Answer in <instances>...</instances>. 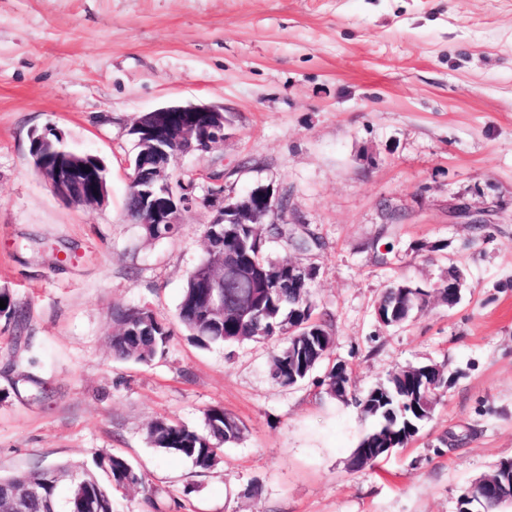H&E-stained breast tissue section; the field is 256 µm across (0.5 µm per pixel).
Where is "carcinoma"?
Returning a JSON list of instances; mask_svg holds the SVG:
<instances>
[{
	"label": "carcinoma",
	"mask_w": 512,
	"mask_h": 512,
	"mask_svg": "<svg viewBox=\"0 0 512 512\" xmlns=\"http://www.w3.org/2000/svg\"><path fill=\"white\" fill-rule=\"evenodd\" d=\"M148 240H157L176 234L179 224H141ZM207 257L189 274L177 308L179 325L191 338L206 346L210 343L235 344L244 341H279L272 353L273 378L281 386H293L306 379L300 367L288 362V348L307 343L305 359L317 366L329 358L333 346L330 321L313 318L314 306L311 288L314 280L282 283L284 262L268 256L267 245L283 240L299 251L321 247L323 243L313 234L295 235L283 224H226L224 233L208 234ZM230 258L244 273L224 276V293L239 304H250L266 314V335L259 336L254 324L233 313L220 324L206 317L207 293L204 280L215 272L221 258ZM461 273L451 268L446 281L432 290H426L406 280H399L385 289L379 300L384 310L385 325L398 326L409 321L414 312L423 310L429 297L436 296L452 308L458 303L455 293L448 286H458ZM0 299L6 307L0 308V319L16 321L21 313L12 296L0 289ZM112 322L118 330L112 333L110 345L115 357L135 363H149L165 347L173 336L169 323L157 317L147 308L116 307ZM447 371L431 380L427 389L406 390L404 383L391 375L386 383L375 387L382 397L373 400L374 409L366 406L368 395L356 399L363 417L373 421V426L362 436L358 447L384 434L396 438V447L407 445L421 425L432 417ZM242 423L220 407H212L204 413V429L196 430L168 418H158L148 427L150 444L159 451L193 461L201 470L216 466L222 457L224 446L240 440ZM110 477L104 485L87 468L72 465H56L42 470L0 477V512H60L67 501L76 504L73 512H112V491L144 485L143 477L132 463L123 456L108 455L96 460ZM473 509L476 512H500V507L512 499V488L490 501H483L479 489L472 492Z\"/></svg>",
	"instance_id": "carcinoma-1"
}]
</instances>
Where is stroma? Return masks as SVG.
<instances>
[{
  "mask_svg": "<svg viewBox=\"0 0 512 512\" xmlns=\"http://www.w3.org/2000/svg\"><path fill=\"white\" fill-rule=\"evenodd\" d=\"M223 107L227 137L179 156L196 183L181 229L145 240L125 210L142 114ZM54 129L107 167L104 205L62 201L31 164ZM287 196L322 245L271 258L312 264L315 317L331 319L326 369L277 386L276 341L198 346L182 328L147 364L113 358L112 308L174 320L205 255L210 188ZM463 199L482 230L448 221ZM432 251H425V244ZM463 274L455 307L380 326L397 278ZM0 476L126 457L144 488L113 512H456L462 490L512 459V0H0ZM447 382L415 439L376 466L348 461L370 426L354 403L397 368ZM218 406L243 423L207 471L147 439L165 416L202 428Z\"/></svg>",
  "mask_w": 512,
  "mask_h": 512,
  "instance_id": "stroma-1",
  "label": "stroma"
}]
</instances>
